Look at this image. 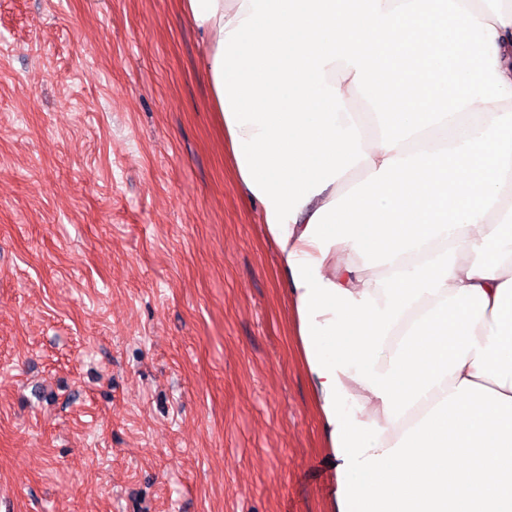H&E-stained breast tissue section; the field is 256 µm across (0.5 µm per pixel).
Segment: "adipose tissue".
Listing matches in <instances>:
<instances>
[{
  "label": "adipose tissue",
  "instance_id": "obj_1",
  "mask_svg": "<svg viewBox=\"0 0 512 512\" xmlns=\"http://www.w3.org/2000/svg\"><path fill=\"white\" fill-rule=\"evenodd\" d=\"M185 7L279 252L329 512H512V0Z\"/></svg>",
  "mask_w": 512,
  "mask_h": 512
}]
</instances>
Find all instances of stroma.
Wrapping results in <instances>:
<instances>
[{
  "label": "stroma",
  "instance_id": "1",
  "mask_svg": "<svg viewBox=\"0 0 512 512\" xmlns=\"http://www.w3.org/2000/svg\"><path fill=\"white\" fill-rule=\"evenodd\" d=\"M202 52L184 0H0V512H328Z\"/></svg>",
  "mask_w": 512,
  "mask_h": 512
}]
</instances>
